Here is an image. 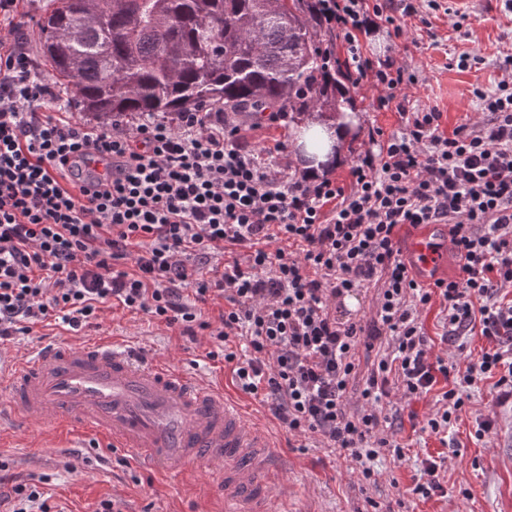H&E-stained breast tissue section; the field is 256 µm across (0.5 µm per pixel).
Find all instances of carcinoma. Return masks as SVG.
I'll return each instance as SVG.
<instances>
[{
    "label": "carcinoma",
    "mask_w": 512,
    "mask_h": 512,
    "mask_svg": "<svg viewBox=\"0 0 512 512\" xmlns=\"http://www.w3.org/2000/svg\"><path fill=\"white\" fill-rule=\"evenodd\" d=\"M50 0L39 44L80 110L104 123L151 114L172 119L203 106L286 112L323 121L353 109L345 72L328 68L331 32L317 0Z\"/></svg>",
    "instance_id": "obj_1"
}]
</instances>
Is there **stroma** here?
Returning <instances> with one entry per match:
<instances>
[{
    "label": "stroma",
    "instance_id": "stroma-1",
    "mask_svg": "<svg viewBox=\"0 0 512 512\" xmlns=\"http://www.w3.org/2000/svg\"><path fill=\"white\" fill-rule=\"evenodd\" d=\"M439 10L426 17L404 22V34L389 41L385 32L368 37L365 52L378 58L389 49L400 51L418 71L419 81L406 94L411 103L435 109L441 127L452 132L458 125L480 117L474 89H494L500 76L498 63L512 50V17L505 15L500 0H439ZM480 57L477 69L462 72L456 67L461 53ZM358 126L345 143L340 161L326 170L327 178L344 181L349 167L368 143L371 130L398 131L401 118L396 109L373 111L370 98L356 97ZM293 127H263L254 130L252 141L266 148L265 161L274 171H285L299 179L306 171L291 160L289 153L274 152L276 142L291 143ZM116 336L139 346L146 359H162L223 384L228 391L237 385L223 360L209 359L206 348L183 335L180 325L156 322L144 314H133L119 306L106 308L101 318L80 332L63 325L32 326L30 332L16 333L8 349L23 352L50 339L82 341ZM493 380H486L470 394L459 420L447 439L424 432L423 426L436 409V398L427 395L410 403L392 396L385 412L388 433L402 445L407 462L384 457L378 462L377 483L362 488L353 464L338 453L306 446L304 438L279 432L288 458V479L295 486L296 512H362L366 498L394 499L397 490L420 480L417 465L426 455L445 453L444 484L448 494L422 501L409 496L407 512H512V408L498 406ZM492 420L491 430L475 439L479 421ZM96 440L74 445L52 429L36 430L15 422L0 426V461L5 462L6 479L0 491L13 485H37L50 496L52 512H94L98 501L117 497L121 512H221L220 492L212 470L194 466L191 483L173 485L157 474L126 464L119 452H112L108 464L98 467ZM125 490L114 494L113 483Z\"/></svg>",
    "mask_w": 512,
    "mask_h": 512
}]
</instances>
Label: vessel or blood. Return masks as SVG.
<instances>
[{
    "label": "vessel or blood",
    "mask_w": 512,
    "mask_h": 512,
    "mask_svg": "<svg viewBox=\"0 0 512 512\" xmlns=\"http://www.w3.org/2000/svg\"><path fill=\"white\" fill-rule=\"evenodd\" d=\"M453 245L424 231L403 254L438 278ZM80 432L125 452L140 468L182 480L211 464L224 512H289L295 492L274 434L223 386L145 361L132 341H53L13 355L0 348V420Z\"/></svg>",
    "instance_id": "b4317fda"
}]
</instances>
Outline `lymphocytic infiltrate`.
<instances>
[{"instance_id": "1", "label": "lymphocytic infiltrate", "mask_w": 512, "mask_h": 512, "mask_svg": "<svg viewBox=\"0 0 512 512\" xmlns=\"http://www.w3.org/2000/svg\"><path fill=\"white\" fill-rule=\"evenodd\" d=\"M437 7L319 0L335 35L328 59L356 91H376L374 109L402 119L399 132L373 130L341 183L271 172L220 109L109 127L58 110L61 90L25 50L21 0H0V341L54 318L80 330L108 304L192 338L208 332L209 358L230 364L281 428L340 451L369 484L377 458H405L379 431L391 389L436 393L435 435L486 379L511 399L512 300L501 292L512 288V54L495 90L475 92L484 120L447 133L439 112L399 100L414 67L363 53L373 29L402 37L403 18ZM91 156L111 159V180L84 175ZM407 224L447 226L454 277L418 281L402 253ZM369 288L374 320L337 317L336 299ZM218 297L212 321L204 307ZM435 301L443 341L477 330L488 349L450 365L432 358L419 314ZM378 344L359 376L360 351Z\"/></svg>"}]
</instances>
